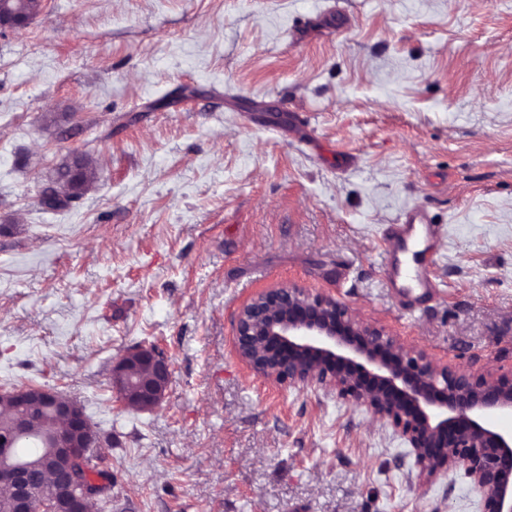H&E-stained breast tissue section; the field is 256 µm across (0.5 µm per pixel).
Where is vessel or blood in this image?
Here are the masks:
<instances>
[{
  "label": "vessel or blood",
  "mask_w": 512,
  "mask_h": 512,
  "mask_svg": "<svg viewBox=\"0 0 512 512\" xmlns=\"http://www.w3.org/2000/svg\"><path fill=\"white\" fill-rule=\"evenodd\" d=\"M438 234V226L419 207L404 211L399 223L389 226L387 241L393 260L387 263L385 273L391 287L418 297L434 295L437 283L427 244Z\"/></svg>",
  "instance_id": "b4317fda"
}]
</instances>
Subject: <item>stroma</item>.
Instances as JSON below:
<instances>
[{
    "label": "stroma",
    "mask_w": 512,
    "mask_h": 512,
    "mask_svg": "<svg viewBox=\"0 0 512 512\" xmlns=\"http://www.w3.org/2000/svg\"><path fill=\"white\" fill-rule=\"evenodd\" d=\"M0 33V389L81 403L112 512H482L363 409L256 376L240 305L298 284L444 362L512 370V0H43ZM94 188L40 203L73 151ZM424 208L436 296L388 285ZM156 345L141 412L113 362ZM20 1L19 7L20 9L25 11L26 17L30 20V22L36 17L42 10V0H13ZM28 19L25 17L13 14V18L10 22L1 25V31H11L17 32L28 26ZM139 365L146 368L148 376L135 382L136 376L131 372ZM171 377L168 360L158 350L147 346L129 349L112 366V388L116 392L132 389L134 397L125 402L139 411H152L161 404Z\"/></svg>",
    "instance_id": "stroma-1"
}]
</instances>
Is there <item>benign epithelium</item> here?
Listing matches in <instances>:
<instances>
[{
    "label": "benign epithelium",
    "mask_w": 512,
    "mask_h": 512,
    "mask_svg": "<svg viewBox=\"0 0 512 512\" xmlns=\"http://www.w3.org/2000/svg\"><path fill=\"white\" fill-rule=\"evenodd\" d=\"M234 347L257 376L334 394L390 426L425 480L460 471L484 512H512V432L493 423L512 413V372L436 360L346 304L297 284L267 288L246 301L236 313ZM141 365L148 376L136 382L133 371ZM171 377L168 360L147 346L129 349L112 366V388L133 390L126 403L139 411L161 404ZM42 394L63 425L50 435L53 455L41 463L61 496L28 484L32 460L14 455L8 483L16 512H89L90 501L111 494L105 482L87 477L96 430L73 400L59 401L47 389Z\"/></svg>",
    "instance_id": "1"
}]
</instances>
